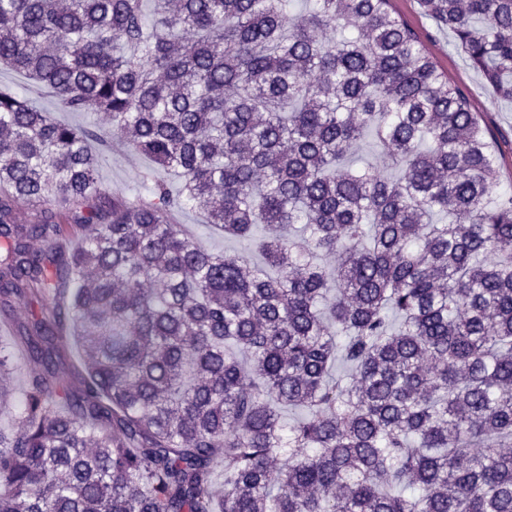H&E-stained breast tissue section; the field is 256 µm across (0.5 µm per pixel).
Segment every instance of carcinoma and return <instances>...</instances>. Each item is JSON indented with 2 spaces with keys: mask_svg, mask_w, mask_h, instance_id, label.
Wrapping results in <instances>:
<instances>
[{
  "mask_svg": "<svg viewBox=\"0 0 512 512\" xmlns=\"http://www.w3.org/2000/svg\"><path fill=\"white\" fill-rule=\"evenodd\" d=\"M389 2L0 0V67L163 171L110 199L106 138L0 87V298L44 301L0 512H512V194ZM420 3L512 101V0ZM367 129L398 179L346 164ZM186 207L267 266L199 248ZM11 371L0 343V411Z\"/></svg>",
  "mask_w": 512,
  "mask_h": 512,
  "instance_id": "cac0c4a2",
  "label": "carcinoma"
}]
</instances>
